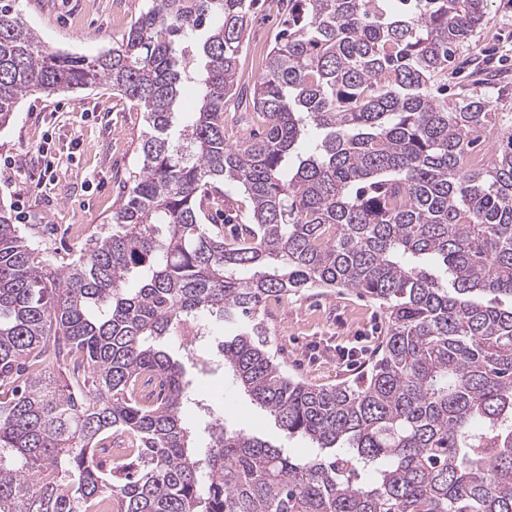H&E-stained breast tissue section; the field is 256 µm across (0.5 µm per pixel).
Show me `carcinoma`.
Here are the masks:
<instances>
[{
    "label": "carcinoma",
    "mask_w": 512,
    "mask_h": 512,
    "mask_svg": "<svg viewBox=\"0 0 512 512\" xmlns=\"http://www.w3.org/2000/svg\"><path fill=\"white\" fill-rule=\"evenodd\" d=\"M254 0H151L112 48L53 51L0 0V129L32 93L105 84L142 107L141 174L78 260L40 255L0 206V512H512V133L432 92L489 0H288L224 141ZM199 99L179 117L183 90ZM246 224H207L214 182ZM345 288L385 334L317 388L268 350L270 297ZM235 326L219 365L297 457L221 418L202 448L162 348ZM245 109L243 104L224 112V134L228 144L241 141L256 127L252 122V112H245ZM218 189L215 192L216 199L222 201V208L224 211H232L237 213L243 222H246L247 217L250 214V202L241 193L236 190L230 189L227 186L224 188L223 183L216 184ZM224 191L227 194L224 196Z\"/></svg>",
    "instance_id": "1"
}]
</instances>
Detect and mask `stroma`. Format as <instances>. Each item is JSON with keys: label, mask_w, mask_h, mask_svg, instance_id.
<instances>
[{"label": "stroma", "mask_w": 512, "mask_h": 512, "mask_svg": "<svg viewBox=\"0 0 512 512\" xmlns=\"http://www.w3.org/2000/svg\"><path fill=\"white\" fill-rule=\"evenodd\" d=\"M21 13L52 49L94 55L120 40L148 0H19ZM284 0H258L240 55L246 87L261 77L265 58L283 26ZM471 86L493 113L482 133L493 147L512 128V0H491L485 26L448 72V89ZM146 114L100 86L24 97L13 121L0 129V204L26 224L35 246L75 255L106 232L112 214L141 167ZM54 185L41 187L45 160ZM269 348L290 378L317 386L356 379L384 333L380 301L354 293L309 288L269 301L262 312ZM199 398L226 425L293 453L308 451L284 437L267 414L238 391L222 368L193 371Z\"/></svg>", "instance_id": "stroma-1"}]
</instances>
